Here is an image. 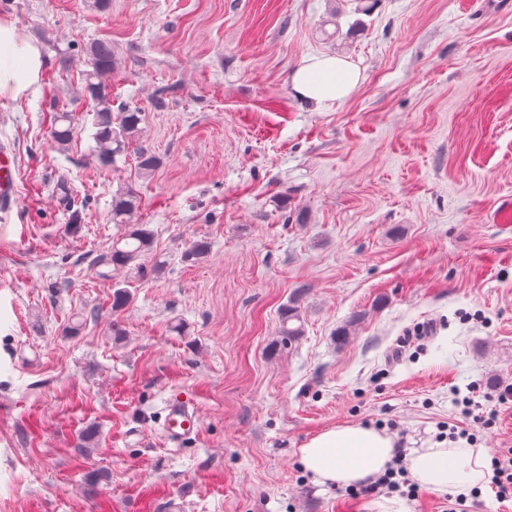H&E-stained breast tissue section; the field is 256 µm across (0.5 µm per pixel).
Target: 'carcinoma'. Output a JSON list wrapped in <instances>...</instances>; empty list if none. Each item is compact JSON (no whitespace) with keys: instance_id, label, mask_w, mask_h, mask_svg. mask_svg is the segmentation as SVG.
I'll return each mask as SVG.
<instances>
[{"instance_id":"carcinoma-1","label":"carcinoma","mask_w":512,"mask_h":512,"mask_svg":"<svg viewBox=\"0 0 512 512\" xmlns=\"http://www.w3.org/2000/svg\"><path fill=\"white\" fill-rule=\"evenodd\" d=\"M90 70L84 78V94L90 98L95 110L92 117L95 142L93 156L102 167L113 166L117 157L125 156L129 151L137 154V169L143 176L152 175L160 165V159L153 152L139 144L142 113L129 108L112 111V84L110 76L115 66V57L111 45L97 42L89 50ZM74 136L72 114L59 112L55 117L51 137L59 148L71 144ZM139 209L137 194L126 187L112 196V223L125 227L124 235L112 243L109 251L100 254L94 264L125 268L141 267V259L149 251L152 233L144 224L137 223L135 215ZM298 325L292 326L290 322ZM300 313L295 306L288 307L282 315L281 335L292 341L303 335V325L299 324Z\"/></svg>"}]
</instances>
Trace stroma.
I'll return each mask as SVG.
<instances>
[{"instance_id":"stroma-1","label":"stroma","mask_w":512,"mask_h":512,"mask_svg":"<svg viewBox=\"0 0 512 512\" xmlns=\"http://www.w3.org/2000/svg\"><path fill=\"white\" fill-rule=\"evenodd\" d=\"M0 20L44 57L36 92L0 95L17 178L0 213V512H366L304 469L305 442L359 423L428 448L461 420L455 392L512 384V0H0ZM99 41L113 109L142 112L162 161L150 177L131 154L92 161ZM323 54L362 82L318 107L291 78ZM126 186L153 247L104 279ZM197 240L207 255L185 259ZM175 394L198 417L178 448L161 433ZM74 136V124L70 112H58L55 117L51 137L58 148H65L71 144Z\"/></svg>"}]
</instances>
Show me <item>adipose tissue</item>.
Listing matches in <instances>:
<instances>
[{"label":"adipose tissue","mask_w":512,"mask_h":512,"mask_svg":"<svg viewBox=\"0 0 512 512\" xmlns=\"http://www.w3.org/2000/svg\"><path fill=\"white\" fill-rule=\"evenodd\" d=\"M42 64L40 48L12 23L0 21V94L23 96L38 82ZM360 83L358 67L336 55L306 58L292 76L295 96L315 105L345 100ZM395 452L392 435L347 424L310 438L300 459L320 484L351 485L382 472ZM408 467L420 486L434 491H465L485 483L490 474L485 449L462 445L412 451Z\"/></svg>","instance_id":"1"}]
</instances>
